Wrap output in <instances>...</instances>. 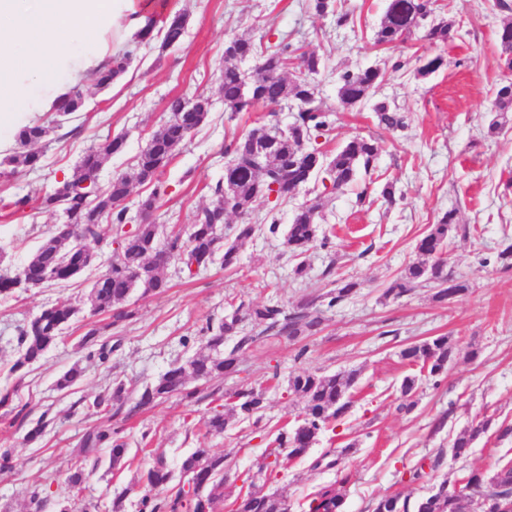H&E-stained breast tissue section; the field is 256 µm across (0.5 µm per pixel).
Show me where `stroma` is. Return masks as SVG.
Listing matches in <instances>:
<instances>
[{
	"mask_svg": "<svg viewBox=\"0 0 512 512\" xmlns=\"http://www.w3.org/2000/svg\"><path fill=\"white\" fill-rule=\"evenodd\" d=\"M385 6V0H334L332 13L320 16L312 0H142L141 13L155 26H162L169 14L185 15L182 43L162 50L154 43H134L132 33H125L133 56L119 79L104 89L81 84L85 110L63 125L43 112L50 132L41 163L0 176V198L52 189L72 174L88 149L121 135L123 152L112 155L99 174L101 182H108L129 171L153 133L170 120L171 99L208 96L207 122L191 132L163 174L171 193L155 218L167 232L187 230L193 212L210 202L212 186L224 177L225 144L255 121L282 128L291 120L283 107L233 118L225 112L218 85L224 44L236 34L250 33L266 47L285 40L323 56L331 74L321 78L320 92L324 108L333 113V128L321 138L322 150L334 154L357 135L374 139L380 150L370 173L359 175L349 188L327 194L313 183L273 210L285 227L299 204L322 196L320 223L329 241L304 259L290 254L282 233L256 234L242 246L237 267L217 262L190 277L168 266L166 292L134 293L129 301L134 317L115 325L108 315L92 317L87 285L80 280L35 288L1 305L0 390L13 389L15 404L27 406L29 415L21 420L10 408L0 409V454L12 458L11 470L0 472V512H29L36 489L66 497L64 480L79 439L99 421L86 402L112 379L141 388L173 360L191 357L205 341L207 322L256 305L292 308L334 288L340 279L358 281L361 289L341 305L323 309L317 335H274L243 349L239 373L220 381L218 388L202 386V400L172 397L131 418L113 417L128 442L125 463L90 474L73 512H110L118 496L125 512H137L147 469L161 458L170 470H178L182 458L196 448L226 457L224 500L216 512H231L230 502L256 484L287 500L290 512H306L312 495L338 477L336 470L316 466V459L332 460L341 451L352 474L344 512H369L386 495L415 499L442 481L497 468L508 446L497 440L495 429L512 424V269H503L497 260L512 245V120L494 132L489 126L498 117L495 95L505 74L497 32L512 12L502 9L499 0H438L436 15L452 22L453 40L433 45L424 40L423 30H415L404 50L406 64L396 70L390 53L374 45ZM340 14L348 17L341 27L336 24ZM436 55L443 57V66L419 75L420 58ZM371 65L381 68V82L367 101L342 108L335 72ZM383 100L406 115L404 129L392 132L379 124L373 105ZM388 185L395 192L390 202L381 195ZM364 189L371 200L362 205L357 195ZM449 210L455 211L459 228L471 229L467 235L459 229L451 233L447 249L448 267L468 283V291L445 303L433 300L429 288L398 299L384 297L385 288L415 260L416 244L429 225ZM61 221L57 211L14 214L0 207V271L16 272L45 232ZM301 261L307 270L298 277L294 269ZM63 303L80 309L64 341L40 363L10 373L18 356L17 325L43 306ZM94 318L121 342L105 365L86 360L78 348L84 323ZM438 336L449 337L458 353L440 383L420 378L414 407L404 409L401 382L419 369L400 352ZM78 360L85 368L82 379L70 389H57V378ZM354 369L360 376L353 403L335 429L271 477L259 475V463L269 461L276 449L277 434L292 430L304 416L303 399L286 391L289 374ZM249 388L265 393L260 417L230 422L220 435L206 434L202 422L225 394ZM45 411L50 424L36 440H28V431ZM483 417L491 420L492 430L466 456L449 455L455 436ZM439 452L442 463L411 481L421 459Z\"/></svg>",
	"mask_w": 512,
	"mask_h": 512,
	"instance_id": "stroma-1",
	"label": "stroma"
}]
</instances>
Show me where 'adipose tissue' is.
Returning a JSON list of instances; mask_svg holds the SVG:
<instances>
[{"mask_svg":"<svg viewBox=\"0 0 512 512\" xmlns=\"http://www.w3.org/2000/svg\"><path fill=\"white\" fill-rule=\"evenodd\" d=\"M138 21L135 0H0V128L28 120L39 111V91L60 77L78 82L97 65L106 48L97 39ZM68 33L96 40L78 52Z\"/></svg>","mask_w":512,"mask_h":512,"instance_id":"ef3b65f1","label":"adipose tissue"}]
</instances>
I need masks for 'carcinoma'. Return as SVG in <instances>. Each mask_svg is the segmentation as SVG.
I'll use <instances>...</instances> for the list:
<instances>
[{"label": "carcinoma", "mask_w": 512, "mask_h": 512, "mask_svg": "<svg viewBox=\"0 0 512 512\" xmlns=\"http://www.w3.org/2000/svg\"><path fill=\"white\" fill-rule=\"evenodd\" d=\"M435 2L386 0L384 15L375 33V45L384 51H399L413 30L435 12ZM185 29V16L176 13L157 31L152 24H146L139 32V38L143 42L158 39L164 49L179 43ZM451 31L452 25L440 19L429 25L424 38L445 44L451 37ZM498 41L505 56V67L512 71V21L501 27ZM249 58L256 60L257 74L253 76L241 67ZM131 59L129 51L112 56L91 70L88 79L99 89L107 88L126 72ZM293 64L297 65L300 75L290 79L288 70ZM327 71L325 59L316 51H303L284 39L269 50L258 46L246 34L229 38L219 83L224 111L232 119L241 112L290 103L295 110L294 121L288 131L280 133L263 123L233 137L224 148L230 156L224 168V179L216 183L210 203L193 213V223L186 234L174 233L161 244L154 224H140L131 233L122 232L120 225L126 222L124 202L136 184L151 186L148 194L139 197L138 208L155 210L159 207L169 190L162 174L185 144L187 136L208 120L211 112L209 98L195 96L188 107L183 105L182 98L173 99L169 104L173 118L152 136L137 157L132 171L114 176L104 187L99 185L98 174L104 159L123 149V138L115 137L86 152L73 175L57 182L51 191L36 198L29 195L16 197L6 204L16 212H23L31 201L36 200L43 209L66 213L72 223L81 227L82 235L81 241L74 243L48 232L18 272L0 274V304L17 299L30 288L44 284H69L90 269L84 257L88 243L108 247L115 243L117 247L108 268L92 280L87 301L93 313L110 314L114 324L128 320L133 312L126 308V303L134 289H143L145 295H159L165 291L162 273L166 265L177 262L189 270L195 261L210 265L217 259L226 268L237 265L239 243L252 238L262 230V225L245 222L239 225L235 239L225 243L218 231L228 214L247 217L257 201L268 199L273 193L276 200L287 201L323 171L329 173L332 191L350 186L359 171H370L379 145L372 139L356 136L330 157L316 146L317 139L332 126V112L323 107L318 82L319 75ZM382 77V71L373 66L337 72L341 106L349 108L364 102ZM496 106L502 113L512 112L511 80L498 86ZM84 109V98L75 90L62 94L52 105V111L65 115H74ZM374 112L379 124L389 131L406 126L404 113L388 102L376 103ZM48 132L47 126L35 120L18 125L14 132L17 148L6 157L8 165L36 167L41 159L37 146L45 140ZM93 190L98 193L97 207L101 218L109 221L107 225L87 219V208L93 201L89 193ZM322 207L321 196L318 195L312 202L295 209L285 235V243L294 256L305 255L318 242L323 246L327 244L328 237L322 234L319 224ZM454 220V212L446 211L437 223L431 225L416 245L420 260L405 268L401 276L385 289L384 297L404 296L425 283L434 284L433 298L437 302H446L468 290L467 283L457 279L445 266L448 232ZM359 288L356 281L340 280L323 296V300L331 309L351 298ZM313 305L315 301L305 300L292 310L278 304L253 307L247 317L260 327L259 335L239 336L238 342L227 351L224 350V341L238 336L241 318L236 312L226 316L218 326L206 327L209 336L204 350L183 363L171 365L146 385L133 407L125 408L129 390L124 382L115 381L96 395L87 408L108 416L125 410L130 416L158 398L179 396L184 400H197L199 391L189 388L190 382L207 383L235 375L239 372V352L259 341L261 335L268 332L290 337L316 334L321 328L322 317L318 312L309 311ZM78 312L77 307L57 304L43 309L20 326L16 336L18 357L10 372L38 363L50 348L63 339L64 330L75 320ZM85 328L79 347L90 349L89 356L96 355L100 362H107L116 345L103 338V327L89 322ZM456 354V344L446 336L413 344L401 351V357L408 364L420 367V371L432 378L448 373V365ZM83 374L84 368L80 363H74L57 380V388H71ZM359 375L357 370L331 375L306 371L289 375L288 390L304 399L305 416L292 432H280L275 438L279 448L288 449L287 459L305 456L318 437L345 416L352 405V389ZM228 400L230 403L224 406V410H215L204 419L206 433L221 434L231 420L257 416L264 408L265 393L253 388L240 389L229 393ZM489 427L488 419L473 421L452 441V456L466 455ZM127 452L128 442L120 436V431L110 425L90 428L83 435L80 453L71 466L68 489L82 491L88 476L86 466L94 470L106 462L108 468L114 469L122 464ZM172 481V472L164 463L151 467L146 473V490L138 501V512H200V501L195 497L199 490L207 498L209 512H215L217 503L224 499V455L209 448H196L185 455L180 463V480L174 496L169 500L159 499V491L168 488ZM349 481L350 474L346 473L336 483L321 487L308 503L307 512H342V487ZM464 488L466 491L463 492L456 484L450 487L445 480L431 494L414 502L407 497L380 498L374 503L373 512H475L482 508V500L486 497L512 500V460H501L490 475L470 473ZM236 512H286V504L283 498L267 494L263 487L255 485L241 499Z\"/></svg>", "instance_id": "1"}]
</instances>
